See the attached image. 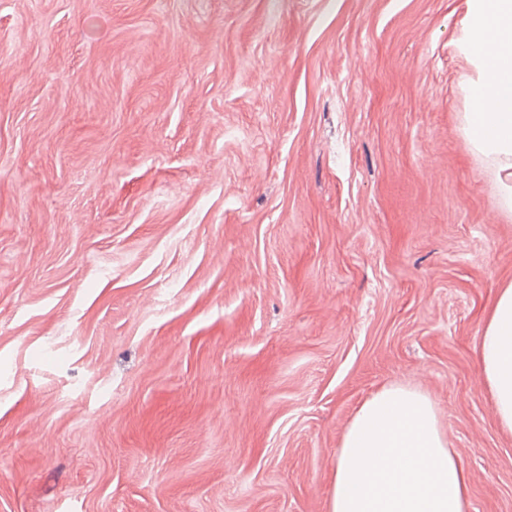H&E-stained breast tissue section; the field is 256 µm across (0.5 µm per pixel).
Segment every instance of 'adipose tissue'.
<instances>
[{
  "label": "adipose tissue",
  "mask_w": 512,
  "mask_h": 512,
  "mask_svg": "<svg viewBox=\"0 0 512 512\" xmlns=\"http://www.w3.org/2000/svg\"><path fill=\"white\" fill-rule=\"evenodd\" d=\"M456 47L472 72L461 83L470 151L512 215V0H467ZM480 372L499 425L512 432V282L498 288L482 330ZM468 475L432 398L406 385L365 399L342 436L328 512H468Z\"/></svg>",
  "instance_id": "ef3b65f1"
}]
</instances>
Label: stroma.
<instances>
[{
    "label": "stroma",
    "instance_id": "stroma-1",
    "mask_svg": "<svg viewBox=\"0 0 512 512\" xmlns=\"http://www.w3.org/2000/svg\"><path fill=\"white\" fill-rule=\"evenodd\" d=\"M466 0H0V512H328L380 387L512 512V218ZM478 359L496 419L512 432V282L497 290L483 326Z\"/></svg>",
    "mask_w": 512,
    "mask_h": 512
}]
</instances>
